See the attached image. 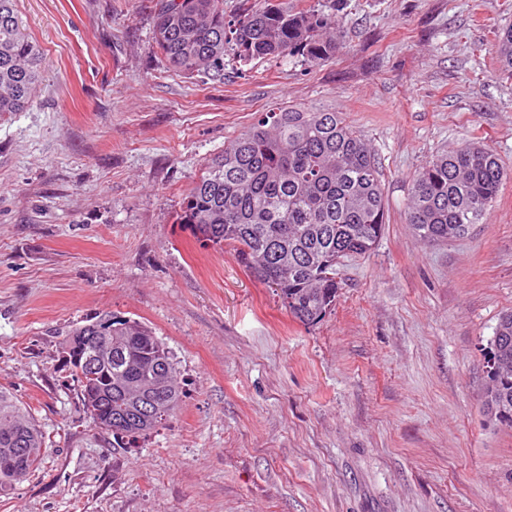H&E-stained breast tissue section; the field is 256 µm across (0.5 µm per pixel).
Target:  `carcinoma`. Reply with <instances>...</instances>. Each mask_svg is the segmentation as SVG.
<instances>
[{
  "label": "carcinoma",
  "instance_id": "cac0c4a2",
  "mask_svg": "<svg viewBox=\"0 0 512 512\" xmlns=\"http://www.w3.org/2000/svg\"><path fill=\"white\" fill-rule=\"evenodd\" d=\"M154 41L168 68L224 83V54L247 65L293 58L319 65L341 49L336 0L329 10L290 9L284 0H157ZM499 71L512 77V27L495 34ZM44 52L19 15L17 0H0V116L34 102ZM505 172L498 155L477 143L434 155L414 176L407 223L423 241L464 236L497 200ZM385 201L376 155L336 112L285 106L255 122L207 160L188 189L176 223L202 247L231 246L245 266L276 292L282 306L307 326L336 303V264L370 254L385 230ZM107 323L108 340L88 372L85 339ZM501 355L488 375L484 405L490 419L512 426V312L490 340ZM84 408L114 444L130 448L178 409L183 389L173 359L151 327L107 315L71 329L62 342ZM46 446L28 409L0 390V493L18 482L15 471L39 468Z\"/></svg>",
  "mask_w": 512,
  "mask_h": 512
}]
</instances>
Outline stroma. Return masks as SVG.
I'll return each instance as SVG.
<instances>
[{
  "label": "stroma",
  "mask_w": 512,
  "mask_h": 512,
  "mask_svg": "<svg viewBox=\"0 0 512 512\" xmlns=\"http://www.w3.org/2000/svg\"><path fill=\"white\" fill-rule=\"evenodd\" d=\"M152 7L19 0L46 78L0 119V387L49 450L0 512H512V428L483 409L512 311V78L493 47L512 0H346L335 59H229L220 84L166 69ZM294 104L360 131L386 198L377 247L338 265L313 326L175 221L225 142ZM469 142L503 188L464 237L425 243L412 179ZM106 314L151 327L185 392L134 448L63 367L66 332Z\"/></svg>",
  "instance_id": "obj_1"
}]
</instances>
